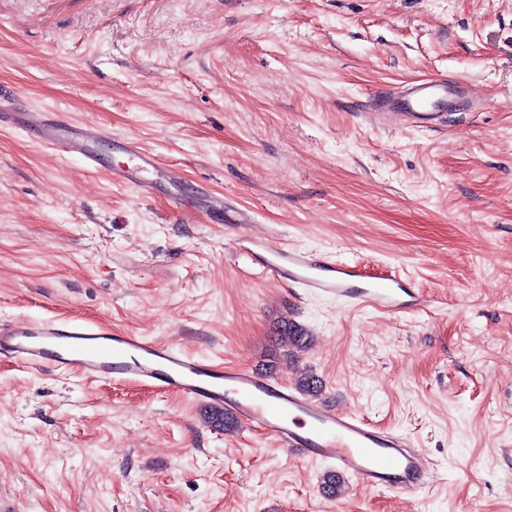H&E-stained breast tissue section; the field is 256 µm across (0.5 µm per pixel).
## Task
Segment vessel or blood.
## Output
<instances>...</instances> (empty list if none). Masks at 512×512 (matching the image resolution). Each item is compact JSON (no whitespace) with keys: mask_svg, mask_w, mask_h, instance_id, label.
Listing matches in <instances>:
<instances>
[{"mask_svg":"<svg viewBox=\"0 0 512 512\" xmlns=\"http://www.w3.org/2000/svg\"><path fill=\"white\" fill-rule=\"evenodd\" d=\"M472 91L461 82L428 77L402 91L377 94L382 114L403 118L413 128L429 130L447 113L464 109ZM38 139L61 155L79 156L89 170L100 161L94 144L106 137L95 125H74L38 114ZM127 167L113 171L114 181L150 193L147 174L155 167L132 137L122 140ZM235 251L282 283L318 296L332 295L345 306L364 305L384 313L415 311L425 297L399 274L371 275L358 264L296 247H271L266 239L245 234L233 239ZM0 357L34 368L75 372L97 382L134 383L171 391L196 403L223 409L274 438L303 459L336 466L361 484L420 497L431 462L424 450L399 434L374 426L363 416L323 404L293 386L244 365H224L197 357L174 345L130 332H116L74 321H0Z\"/></svg>","mask_w":512,"mask_h":512,"instance_id":"obj_1","label":"vessel or blood"}]
</instances>
